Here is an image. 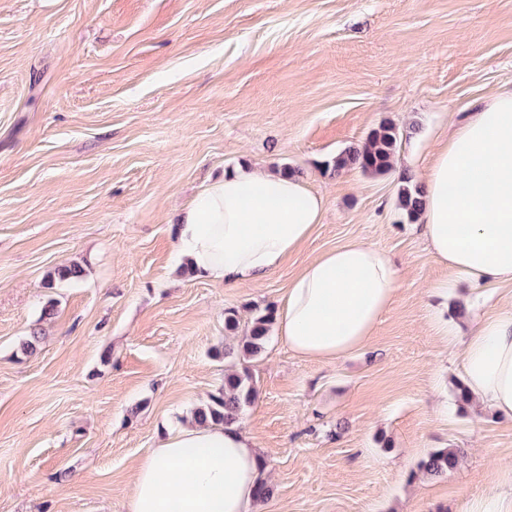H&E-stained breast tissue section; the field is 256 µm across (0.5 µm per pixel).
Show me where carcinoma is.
Here are the masks:
<instances>
[{
	"label": "carcinoma",
	"instance_id": "obj_1",
	"mask_svg": "<svg viewBox=\"0 0 512 512\" xmlns=\"http://www.w3.org/2000/svg\"><path fill=\"white\" fill-rule=\"evenodd\" d=\"M401 131L391 122L373 129L363 145L352 147L325 163V168L340 172L346 168H358L371 175H381L392 170L400 141ZM399 206L411 221L416 220L422 206V194L414 186L405 185L399 195ZM275 320L274 311H257L250 322L248 335L236 346H224V357L255 356L261 352L267 340L270 326ZM256 395L252 378L232 369L224 370V386L210 397V402L194 411L200 423L208 421L230 425L241 420L244 409ZM460 458L457 448H442L429 453L417 464L414 475L439 476L456 469Z\"/></svg>",
	"mask_w": 512,
	"mask_h": 512
}]
</instances>
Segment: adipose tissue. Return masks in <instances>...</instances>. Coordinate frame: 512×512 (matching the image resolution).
<instances>
[{
    "label": "adipose tissue",
    "mask_w": 512,
    "mask_h": 512,
    "mask_svg": "<svg viewBox=\"0 0 512 512\" xmlns=\"http://www.w3.org/2000/svg\"><path fill=\"white\" fill-rule=\"evenodd\" d=\"M418 227L449 276L430 285L437 336L459 346L471 404L512 417V305L465 341L445 319L458 283L512 284V89L482 102L452 129L423 177ZM325 200L297 177L244 166L202 185L178 213L177 263L234 285L263 281L323 219ZM398 270L376 246L348 241L291 279L279 336L301 358L333 363L363 348L393 302ZM264 457L240 425L186 421L137 467L127 512H254Z\"/></svg>",
    "instance_id": "adipose-tissue-1"
}]
</instances>
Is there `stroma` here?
I'll list each match as a JSON object with an SVG mask.
<instances>
[{
	"label": "stroma",
	"instance_id": "1",
	"mask_svg": "<svg viewBox=\"0 0 512 512\" xmlns=\"http://www.w3.org/2000/svg\"><path fill=\"white\" fill-rule=\"evenodd\" d=\"M511 88L512 0H0V512H125L164 425L224 383L225 310L246 333L350 240L399 271L366 347L321 364L274 326L234 361L274 487L257 512H465L512 470V419L460 411L427 305L448 270L398 195ZM385 121L390 172L325 170ZM243 161L299 170L322 223L259 284L175 270L173 214ZM440 448L457 468L411 478Z\"/></svg>",
	"mask_w": 512,
	"mask_h": 512
}]
</instances>
